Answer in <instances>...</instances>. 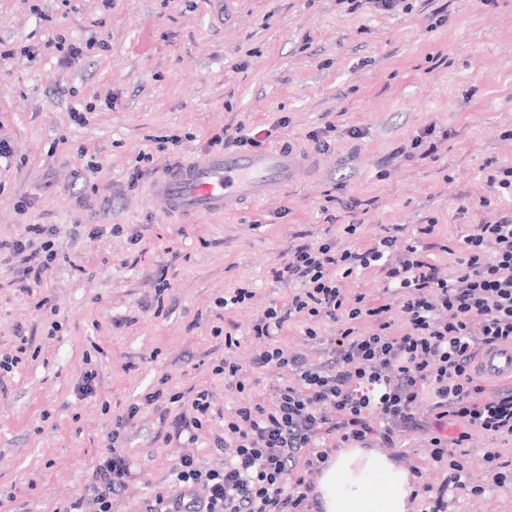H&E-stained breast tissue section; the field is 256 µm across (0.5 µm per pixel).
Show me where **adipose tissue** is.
Masks as SVG:
<instances>
[{
    "label": "adipose tissue",
    "mask_w": 512,
    "mask_h": 512,
    "mask_svg": "<svg viewBox=\"0 0 512 512\" xmlns=\"http://www.w3.org/2000/svg\"><path fill=\"white\" fill-rule=\"evenodd\" d=\"M316 491L323 512H409L416 487L390 454L355 446L329 460Z\"/></svg>",
    "instance_id": "adipose-tissue-1"
}]
</instances>
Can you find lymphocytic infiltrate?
Masks as SVG:
<instances>
[{
    "label": "lymphocytic infiltrate",
    "instance_id": "lymphocytic-infiltrate-1",
    "mask_svg": "<svg viewBox=\"0 0 512 512\" xmlns=\"http://www.w3.org/2000/svg\"><path fill=\"white\" fill-rule=\"evenodd\" d=\"M433 230L417 225L393 263L388 257L403 231L399 225L360 253L339 254L322 243L290 254L276 276L300 281L301 289L286 309L269 308L254 325V335L268 344L253 364L277 366L291 379L276 387L271 405L240 406L225 424L216 441L222 468L204 470L194 456L180 457L174 474L196 491L193 512H304L314 477L328 459L317 447L321 439L335 437L343 448L374 436L381 447H395L397 434L416 430L415 408L426 392L437 423L462 428L453 439L432 437V458L447 461L456 489L470 490L460 452L470 430L512 437V388L488 392L475 369L482 350L512 346V214L471 226L452 280L419 250ZM52 236L51 227L30 224L25 235L0 241V251L19 259L23 275L38 283L55 258ZM375 265L385 271L383 292L398 302L401 330L386 320L387 306H369L362 294L347 300L339 286L340 277ZM297 315L343 323L327 361L312 363L273 345L275 334ZM363 316L374 319L372 332L355 331ZM129 475L123 451L109 449L92 473L94 512H112V498Z\"/></svg>",
    "mask_w": 512,
    "mask_h": 512
}]
</instances>
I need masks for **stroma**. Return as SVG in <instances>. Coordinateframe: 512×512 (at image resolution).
<instances>
[{
	"mask_svg": "<svg viewBox=\"0 0 512 512\" xmlns=\"http://www.w3.org/2000/svg\"><path fill=\"white\" fill-rule=\"evenodd\" d=\"M112 2L0 0V42L16 50L0 60V137L14 152L11 164L0 161V240L47 224L57 249L38 284L0 261V357L26 348L22 365L0 375V512L89 502L93 467L114 444L127 452L130 478L112 512H144L151 496L175 494L181 456L222 467L215 440L225 421L245 403L271 404L286 379L254 368L266 342L253 326L297 291L276 277L297 246L357 252L387 227L430 223L423 254L452 278L468 226L512 212V196L487 182L512 166V0H397L377 10L349 0ZM59 34L97 43L69 66L23 54ZM87 103L93 112L75 123L71 109ZM329 123L336 130L318 149L311 135ZM239 124L277 126L261 147L309 152L310 182L235 215L199 218L165 216L146 183L129 186L138 153H151L154 171L205 153L211 135ZM426 126L434 153L407 158ZM383 279L371 267L340 285L389 305L401 323ZM240 288L249 300L216 306ZM340 329L296 317L275 343L320 363ZM227 361L242 366L240 381L217 373ZM88 365L99 373L90 394L80 389ZM193 388L209 391L212 415L191 442L174 419L190 413ZM155 391L160 399L146 403ZM133 403L140 413L116 430ZM416 419L392 454L413 472L412 512H424L428 487L452 471L431 458L428 401ZM492 447L512 460V441L473 433L463 464L485 491L457 493L448 512H512V477L495 485L484 457Z\"/></svg>",
	"mask_w": 512,
	"mask_h": 512,
	"instance_id": "obj_1",
	"label": "stroma"
}]
</instances>
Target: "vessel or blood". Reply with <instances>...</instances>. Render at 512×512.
<instances>
[{
  "label": "vessel or blood",
  "instance_id": "obj_1",
  "mask_svg": "<svg viewBox=\"0 0 512 512\" xmlns=\"http://www.w3.org/2000/svg\"><path fill=\"white\" fill-rule=\"evenodd\" d=\"M313 167L309 153L289 145L204 153L155 172L148 197L169 215L233 214L244 205L267 201L302 185ZM477 366L487 380L512 382V347L484 351Z\"/></svg>",
  "mask_w": 512,
  "mask_h": 512
}]
</instances>
